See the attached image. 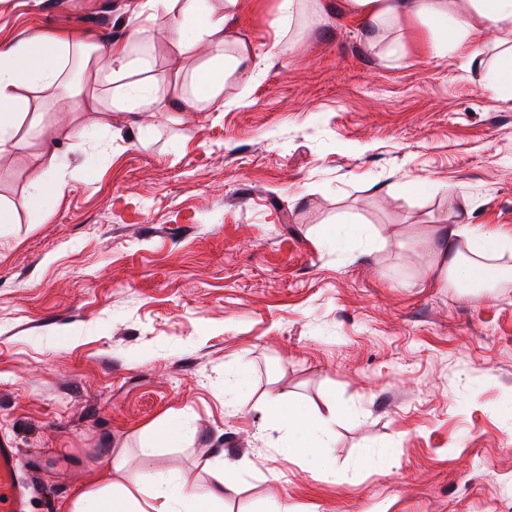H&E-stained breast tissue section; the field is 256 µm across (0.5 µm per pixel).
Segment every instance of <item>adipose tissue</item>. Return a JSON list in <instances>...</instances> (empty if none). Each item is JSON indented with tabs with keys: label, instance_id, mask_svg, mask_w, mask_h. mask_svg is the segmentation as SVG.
<instances>
[{
	"label": "adipose tissue",
	"instance_id": "ef3b65f1",
	"mask_svg": "<svg viewBox=\"0 0 512 512\" xmlns=\"http://www.w3.org/2000/svg\"><path fill=\"white\" fill-rule=\"evenodd\" d=\"M226 2L228 7L222 10L209 0H128L125 33L108 47L88 35L76 40L37 34L0 51V158L26 147L21 134L24 121L42 111L43 93L58 87L64 62L75 51L81 55L84 80L71 88L66 101L69 109L99 111L98 89L107 83L112 87L113 106L136 112L163 111L165 103L158 91L172 87L173 82L168 73L152 69L134 53L161 13L169 19L165 34L169 45L182 59L195 64L192 89L184 103L209 108L221 97L226 76L249 69L252 57L249 43L243 40L237 41L235 55L224 52L228 9L237 0ZM345 8L353 19L368 24L373 37L386 43L394 40V26L426 22L432 32L429 51L439 58L461 48L475 33L506 37L507 45L498 54L488 87L512 99V0H346ZM55 164L52 156L39 153L33 157L32 215H41L48 199L60 190L49 178ZM453 215L454 223L437 225L434 238L422 242L430 255L428 279L438 285L469 288L491 273V260L512 253V237L470 225L467 210H454ZM267 410L288 429L289 456L304 459L328 446L331 417L308 420L279 395L269 396ZM124 468L123 458L114 459L93 483L64 502L61 512H222L224 492L231 487L220 460L210 465L214 481L208 485L189 471L173 477L157 474L146 485L137 478L118 480Z\"/></svg>",
	"mask_w": 512,
	"mask_h": 512
}]
</instances>
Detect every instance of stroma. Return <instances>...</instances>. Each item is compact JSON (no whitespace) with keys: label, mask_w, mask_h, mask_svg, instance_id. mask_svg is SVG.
<instances>
[{"label":"stroma","mask_w":512,"mask_h":512,"mask_svg":"<svg viewBox=\"0 0 512 512\" xmlns=\"http://www.w3.org/2000/svg\"><path fill=\"white\" fill-rule=\"evenodd\" d=\"M127 0H0V48L36 33H123ZM345 0H238L251 76L200 112L63 114L47 94L0 159V443L31 512L61 506L118 456L132 476L208 460L224 512H512V262L484 288L425 283L419 239L452 223L512 235V101L428 29L372 40ZM150 63L188 84L162 39ZM64 184L26 207L34 153ZM357 228L344 244L337 221ZM281 394L336 409L335 442L286 457ZM165 422L168 444L154 431ZM155 446L152 455L145 446Z\"/></svg>","instance_id":"stroma-1"}]
</instances>
